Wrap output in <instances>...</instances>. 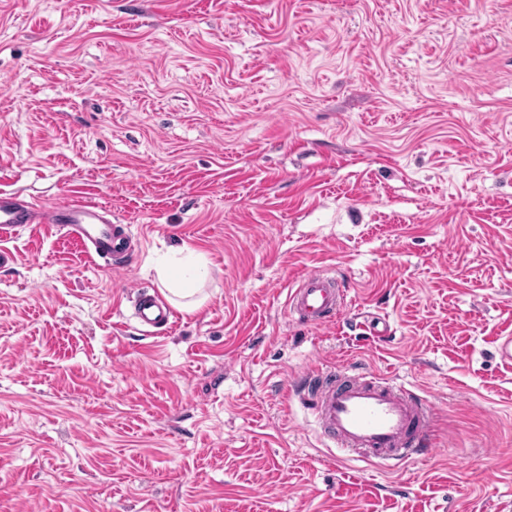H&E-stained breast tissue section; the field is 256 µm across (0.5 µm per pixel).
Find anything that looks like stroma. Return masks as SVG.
<instances>
[{"mask_svg": "<svg viewBox=\"0 0 512 512\" xmlns=\"http://www.w3.org/2000/svg\"><path fill=\"white\" fill-rule=\"evenodd\" d=\"M0 192L138 245L0 240V512H512V0H0ZM185 247L207 300L145 332ZM317 270L345 307L302 327ZM348 364L437 452L325 447L289 391ZM346 286L329 271H314L301 277L289 292L287 310L303 326L333 323L346 299ZM134 315L142 326L150 328L167 330L173 324L170 305L155 295H140L135 303Z\"/></svg>", "mask_w": 512, "mask_h": 512, "instance_id": "obj_1", "label": "stroma"}]
</instances>
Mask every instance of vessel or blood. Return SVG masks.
Listing matches in <instances>:
<instances>
[{"label":"vessel or blood","mask_w":512,"mask_h":512,"mask_svg":"<svg viewBox=\"0 0 512 512\" xmlns=\"http://www.w3.org/2000/svg\"><path fill=\"white\" fill-rule=\"evenodd\" d=\"M34 224H54L88 247L90 259L124 260L135 247L130 227L106 219L99 207L77 200L46 207L0 195V238ZM346 299L343 282L327 271L301 277L289 292L287 310L303 326L335 321ZM134 315L146 327L166 330L173 311L154 295L139 297ZM292 393L313 415L321 438L329 447L358 454L361 458L396 466L413 458L431 456L436 450L431 402L385 377L347 367L312 369Z\"/></svg>","instance_id":"obj_1"}]
</instances>
